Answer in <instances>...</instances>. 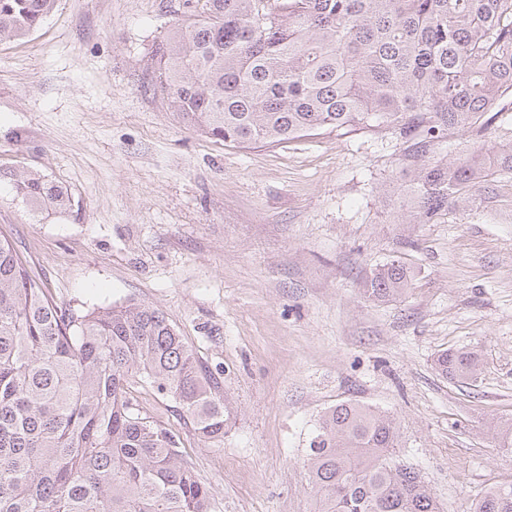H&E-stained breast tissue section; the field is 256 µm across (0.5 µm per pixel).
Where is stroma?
Masks as SVG:
<instances>
[{
    "label": "stroma",
    "mask_w": 512,
    "mask_h": 512,
    "mask_svg": "<svg viewBox=\"0 0 512 512\" xmlns=\"http://www.w3.org/2000/svg\"><path fill=\"white\" fill-rule=\"evenodd\" d=\"M182 3L56 0L37 31L0 43V169L41 172L80 205L38 222L2 192L0 232L60 306L152 305L220 375L218 442L199 441L172 398L137 394L180 435L210 512H316L303 459L343 402L393 415L399 462L441 512H473L512 481L494 438L512 419V171L408 224L392 130L247 150L202 135L150 83ZM497 108L483 131L449 130L438 156L512 145V94ZM391 259L412 287L369 299L367 277ZM449 349L479 354L476 379L438 373Z\"/></svg>",
    "instance_id": "35a3bbf8"
}]
</instances>
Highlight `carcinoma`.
<instances>
[{
	"mask_svg": "<svg viewBox=\"0 0 512 512\" xmlns=\"http://www.w3.org/2000/svg\"><path fill=\"white\" fill-rule=\"evenodd\" d=\"M55 0H0V42L36 31ZM152 51V87L201 134L250 148L319 130L385 126L403 139L412 179L406 221L430 224L467 202L512 147L453 162L435 157L448 130L469 129L512 92V0H185ZM0 189L34 218L69 215L68 189L0 170ZM399 260L377 266L369 298L407 293ZM480 356H437L451 380ZM175 399L203 442L224 438L220 377L165 314L130 303L63 309L0 233V512H209L210 494L180 436L143 414L132 386ZM395 419L359 403L327 411L303 461L318 512H440L394 459ZM474 512H512V483L488 488Z\"/></svg>",
	"mask_w": 512,
	"mask_h": 512,
	"instance_id": "obj_1",
	"label": "carcinoma"
}]
</instances>
